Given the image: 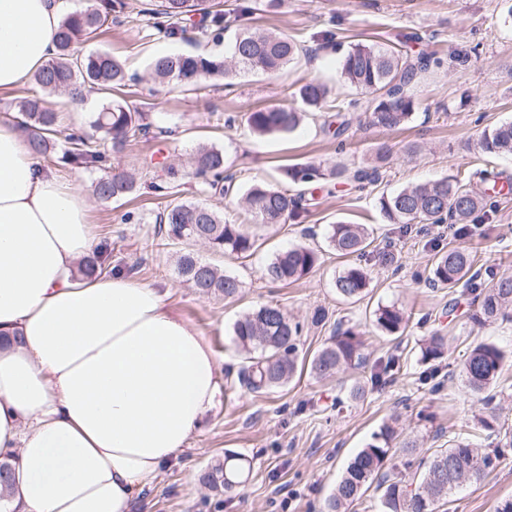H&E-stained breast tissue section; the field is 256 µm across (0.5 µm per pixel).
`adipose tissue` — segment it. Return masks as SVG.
<instances>
[{
    "label": "adipose tissue",
    "instance_id": "adipose-tissue-1",
    "mask_svg": "<svg viewBox=\"0 0 512 512\" xmlns=\"http://www.w3.org/2000/svg\"><path fill=\"white\" fill-rule=\"evenodd\" d=\"M64 9L0 0V91L52 54ZM95 246L84 197L0 122V512H130L216 405V355L158 289L76 277Z\"/></svg>",
    "mask_w": 512,
    "mask_h": 512
}]
</instances>
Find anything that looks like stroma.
Instances as JSON below:
<instances>
[{
  "mask_svg": "<svg viewBox=\"0 0 512 512\" xmlns=\"http://www.w3.org/2000/svg\"><path fill=\"white\" fill-rule=\"evenodd\" d=\"M126 2L127 19L112 22L96 45L112 52L133 75L124 96L129 108L148 113L154 125L173 134L114 155L112 167L141 169L152 158L180 169L196 147L214 145L223 149L226 166L244 191L255 182L278 183L281 168L289 165L329 167L341 161L356 170L367 166L379 145L392 148L377 183L362 190L353 180H340L331 192L320 193L316 205L299 219L259 226L260 246L246 260L194 245L197 255L241 281L240 294L228 300L200 296L179 278L177 248L166 244L155 222L167 200L150 189L152 172L144 171L145 185L136 198L102 203L92 195L98 171L65 164L58 148L42 156L45 167L70 178L86 195L108 268L166 291L168 305L209 338L222 361L219 403L188 448L137 495L131 512H322L345 464L391 421L400 441L421 448H444L449 441L468 439L485 451L499 449L495 470L455 491L437 509L495 512L501 500L512 497V320L475 326L469 289L461 286L450 294L428 286L425 277L436 249L450 245L477 253L484 268L494 273L512 274V192L497 195L480 236H459L433 225L416 235L388 223L378 199L448 175L472 181L484 169L512 181V157L488 155L477 144L484 127L512 120V26L502 21L501 0H283L274 12L267 10L265 0H222L225 11L235 13L246 2L251 12L237 16L221 40L202 43L165 38L139 17L140 0ZM245 28L286 33L305 52L277 75L243 72L232 83L219 80L198 93L171 90L152 79L153 56L169 49L220 56ZM357 42L381 44L408 57L434 52L442 59L439 69L411 85L414 112L401 129L368 126L366 94L343 83L341 57ZM313 79L337 91L342 112L305 108L298 90ZM268 106L302 112L300 126L283 137L254 135L246 116ZM339 114L349 125L336 138L323 124ZM178 198L214 205L230 224L253 221L238 195L211 196L198 179H183ZM339 221L367 225L375 246L391 244L398 257L392 266L363 258L371 281L367 296L356 303L340 298L334 285L347 261L329 247L326 230ZM296 244L318 250L320 266L292 284L266 281L262 270L268 259ZM263 303L279 305L301 323L300 349L308 355L322 347L334 324L355 327L365 342L364 364L332 379L305 372L264 394L237 387L241 358L233 325ZM380 303L397 305L410 315L403 335L387 336L375 328L372 312ZM452 303L457 312L450 319L445 311ZM319 309L327 312V323H315ZM435 331L447 336L448 352L434 390L421 379L426 366L420 361V342ZM481 342L496 344L506 355L499 393L488 405L466 394L459 374L463 354ZM389 361L394 367L386 383L372 384V374ZM357 384L364 393L355 398L350 390ZM490 412L496 415L494 430H480L477 418ZM228 451L246 455L251 471L240 487L219 497L200 477Z\"/></svg>",
  "mask_w": 512,
  "mask_h": 512,
  "instance_id": "obj_1",
  "label": "stroma"
}]
</instances>
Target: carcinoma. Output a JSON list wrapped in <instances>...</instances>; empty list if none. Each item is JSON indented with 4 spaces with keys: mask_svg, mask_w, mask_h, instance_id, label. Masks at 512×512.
I'll return each mask as SVG.
<instances>
[{
    "mask_svg": "<svg viewBox=\"0 0 512 512\" xmlns=\"http://www.w3.org/2000/svg\"><path fill=\"white\" fill-rule=\"evenodd\" d=\"M204 0H145L138 14L147 18L151 27L168 39H184L194 29L198 38H218L223 34L226 13L220 4L203 5ZM126 9L125 0H99L83 11L71 13L60 22L55 35V52L34 74L35 83L44 92L22 100L18 105L16 125L26 135L31 151L47 153L54 137L65 133L63 159L77 167H106L110 154L122 152L141 139L164 133L156 130L147 113L133 111L121 100L120 93L130 78L119 60L106 51L85 53L79 45L95 40L109 21ZM301 47L288 35L275 31L242 30L235 38L229 56L168 53L151 62L152 76L163 84L186 91L198 90L212 79H229L239 70L274 73L299 56ZM440 62L420 55L408 60L399 52L380 45L352 44L341 59L344 83L369 94L366 111L369 123L392 131L405 125L414 111L409 87ZM97 90L106 102L94 113L89 129L68 128L61 113L49 106L48 97L62 92L75 100L77 96ZM302 102L317 110L327 106L330 90L311 80L298 90ZM302 115L285 106H273L248 113L246 122L253 133L262 136H286L300 125ZM479 148L488 154L512 155V121L484 129L478 139ZM390 157V149L377 148L373 165L348 172L342 164L331 170L321 166H289L283 177L296 184L319 188L329 180L349 177L370 184L377 182L381 169ZM224 151L213 145L196 148L191 175L219 195L229 192L224 182L234 177L224 174ZM179 171L162 167V174L150 183L161 196L177 194ZM141 188L134 173L127 170L110 172L97 179L93 194L104 203L127 199ZM489 192L472 184H464L450 175L442 180L403 187L379 198V210L391 224L405 228L452 222L472 234L480 225L478 214L490 206ZM313 198L304 193L290 194L272 185L257 183L249 187L244 207L262 224H284L308 210ZM170 245L201 242L212 252L251 257L257 250V234L250 224H228L214 207L196 202L171 200L157 217ZM329 246L340 257H362L372 246L364 224L340 222L330 225ZM321 264V255L306 245H295L278 252L266 263L263 274L272 283L299 281ZM101 254L97 251L80 262V273L88 277L101 272ZM472 251L462 247L439 250L434 255L426 282L434 288L450 290L460 283L467 285L481 276ZM179 278L202 296L222 295L232 299L241 291L240 280L215 264L204 261L190 250L177 258ZM488 288L474 289L478 309L470 315L472 322L484 326L498 319H508L512 308V275L488 273ZM370 275L356 264L344 267L337 275V294L345 300L360 299L368 293ZM409 318L394 304L380 305L373 312V323L382 333L403 334ZM302 328L292 322L277 304L256 306L236 321L234 342L242 357L237 373L239 386L251 393H264L288 383L298 366L309 368L323 379L336 377L343 369L363 362L364 341L352 327L333 329L332 335L312 357H299ZM448 350L445 336L436 331L424 339L420 348L422 362L430 365L425 379L438 372V362ZM505 362L504 352L492 343L472 347L460 364L467 392L482 396L489 404L493 389ZM398 452L419 457L414 473L407 475L388 468ZM499 451L481 453L469 440H458L425 456L413 442L397 443L395 429L386 424L373 436V441L351 459L325 503L326 512H346V506L362 499L372 485L383 489L382 512H436V505L466 483H473L496 467ZM251 461L238 453L224 454V461L211 465L202 476L203 484L214 492H229L250 473Z\"/></svg>",
    "mask_w": 512,
    "mask_h": 512,
    "instance_id": "cac0c4a2",
    "label": "carcinoma"
}]
</instances>
